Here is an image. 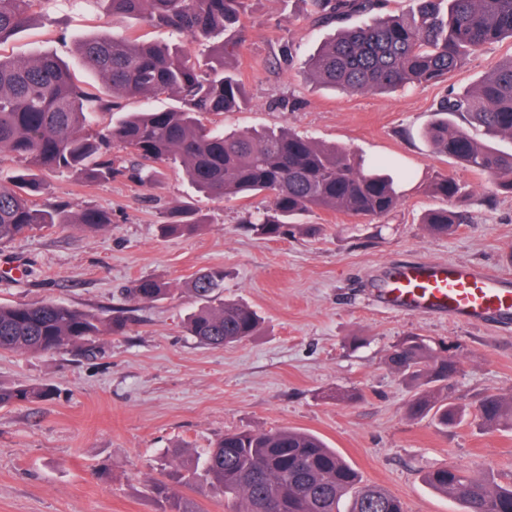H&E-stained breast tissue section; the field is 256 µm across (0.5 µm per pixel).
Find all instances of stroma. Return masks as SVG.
Here are the masks:
<instances>
[{
    "mask_svg": "<svg viewBox=\"0 0 512 512\" xmlns=\"http://www.w3.org/2000/svg\"><path fill=\"white\" fill-rule=\"evenodd\" d=\"M107 32L179 41L111 16L102 0H50L0 45V55L23 61L52 53L89 82L73 41ZM335 32L314 22L307 0H246L238 77L250 104L213 122L233 133L289 128L409 171L388 216L323 210L307 218L315 234L295 227L261 239L241 221L267 207L265 196H202L176 165H161L151 186L115 179L87 187L69 173H47L54 200L109 211L112 222L96 233L60 224L0 245V302L50 298L105 319L121 313L127 323L88 351L0 353V386L53 388L47 400L0 407V512H165L150 491L161 470L187 472L224 433L284 427L320 437L364 483L400 497L406 512H464L424 482L433 468L453 464L490 482L512 479V430L487 432L471 421L443 430L412 418L415 390L385 363L402 336L416 333L454 346L462 364L451 382L457 402L512 396V324L405 314L372 296L388 266L404 259L512 274V196L435 154L423 137L436 103L511 58L512 40L487 45L441 84L344 93L314 85L304 66ZM439 173L470 192L469 221L448 236L421 222L443 204L423 190ZM186 203L204 226L162 237L160 224ZM210 267L224 271L225 298L261 316L257 336L214 348L190 335L185 319L198 302L189 284ZM143 277L167 282L169 295L131 299L128 287Z\"/></svg>",
    "mask_w": 512,
    "mask_h": 512,
    "instance_id": "1",
    "label": "stroma"
}]
</instances>
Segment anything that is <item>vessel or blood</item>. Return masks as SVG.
<instances>
[{"label": "vessel or blood", "mask_w": 512, "mask_h": 512, "mask_svg": "<svg viewBox=\"0 0 512 512\" xmlns=\"http://www.w3.org/2000/svg\"><path fill=\"white\" fill-rule=\"evenodd\" d=\"M377 293L382 303L412 314L442 313L468 322L512 320V282L467 263L405 260L390 268Z\"/></svg>", "instance_id": "1"}]
</instances>
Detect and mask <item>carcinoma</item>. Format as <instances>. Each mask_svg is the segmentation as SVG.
Segmentation results:
<instances>
[{"label":"carcinoma","instance_id":"carcinoma-1","mask_svg":"<svg viewBox=\"0 0 512 512\" xmlns=\"http://www.w3.org/2000/svg\"><path fill=\"white\" fill-rule=\"evenodd\" d=\"M44 0H0V44L18 33ZM315 22L339 25L337 36L306 61L318 84L343 92L389 91L436 84L462 69L468 57L488 44L512 39V0H417L410 15H389L350 25L354 16L380 12L386 0H309ZM112 16L134 18L206 48L200 61L179 46L148 43L110 34L75 40L84 65L101 79L99 88L77 83L55 56L14 62L0 57V156L22 166L0 176V244L37 229L77 224L100 231L112 223L107 211L53 202L48 172H67L86 184L125 177L151 184L156 166L178 163L196 191L213 198L264 194L265 211L243 219L246 230L277 238L288 225L315 210H341L380 218L402 199L404 172H392L343 148L326 146L290 130L226 134L208 123L211 115L245 108L249 99L237 78L245 0H106ZM175 96L179 106L123 112L107 125L101 114L121 109L125 97ZM512 139V58L474 87L439 100L423 132L432 148L462 166L487 174L495 190L512 195V152L476 139ZM426 191L449 206L422 217L436 235L454 233L468 216L459 204L465 186L438 174ZM205 218L184 205L159 225L163 236L197 231ZM204 305L188 321L201 343L224 347L255 335L260 317L239 303L221 299L224 269L211 268L191 281ZM170 292L156 279H140L132 299L155 302ZM123 318L103 321L54 299L30 304L0 303V351L49 353L81 349L98 336L119 333ZM388 366L416 388L410 415L429 416L444 429L469 415L485 431L512 429V396L487 394L474 412L456 402L448 382L461 369L458 355L419 334L403 337L386 358ZM49 386L0 388V406L45 400ZM209 489L238 499L239 512H406L400 498L362 483L358 472L317 436L294 429L228 432L201 462ZM425 482L466 505V512H512V481L503 485L475 479L456 465L431 470ZM151 492L169 512H200L194 500L170 494L156 479Z\"/></svg>","mask_w":512,"mask_h":512}]
</instances>
